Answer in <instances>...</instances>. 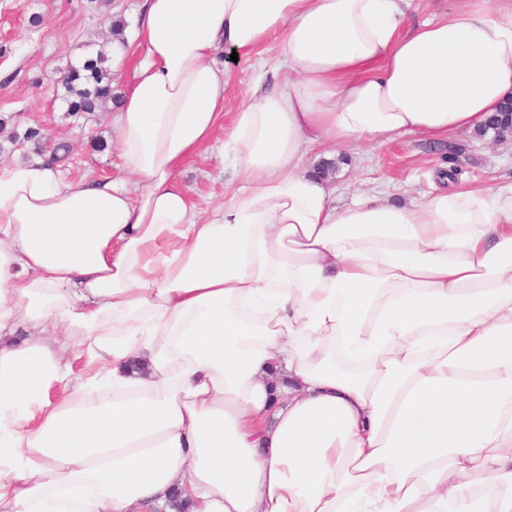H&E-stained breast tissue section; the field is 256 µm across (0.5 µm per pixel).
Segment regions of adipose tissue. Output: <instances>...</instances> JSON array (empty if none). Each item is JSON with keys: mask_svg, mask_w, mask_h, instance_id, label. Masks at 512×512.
I'll return each instance as SVG.
<instances>
[{"mask_svg": "<svg viewBox=\"0 0 512 512\" xmlns=\"http://www.w3.org/2000/svg\"><path fill=\"white\" fill-rule=\"evenodd\" d=\"M416 9L144 0L135 189L0 165V512H512V182L340 206L302 162L512 100V0ZM271 41L225 118L216 53ZM225 124L203 219L177 173ZM450 3L456 7H460L466 3V0H421L419 1V11L413 14L411 22H416L417 20L430 16L440 18L448 13Z\"/></svg>", "mask_w": 512, "mask_h": 512, "instance_id": "obj_1", "label": "adipose tissue"}]
</instances>
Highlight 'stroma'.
Instances as JSON below:
<instances>
[{
  "mask_svg": "<svg viewBox=\"0 0 512 512\" xmlns=\"http://www.w3.org/2000/svg\"><path fill=\"white\" fill-rule=\"evenodd\" d=\"M141 0H0V162L27 161L37 153L23 133L42 127L52 143L66 144V170L74 178L128 180L114 143L110 115H72L55 94L70 67L111 37L113 21L124 23V38L136 37ZM226 130L178 173L191 198L204 207L223 202L233 190L224 162ZM458 149L456 182L485 188L512 180V140L493 141L463 134L450 142H428L417 135L391 141L348 142L337 146L331 174L337 205L360 191H376L411 203L436 186L448 167L449 149Z\"/></svg>",
  "mask_w": 512,
  "mask_h": 512,
  "instance_id": "35a3bbf8",
  "label": "stroma"
}]
</instances>
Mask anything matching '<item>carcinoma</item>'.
Here are the masks:
<instances>
[{
  "instance_id": "cac0c4a2",
  "label": "carcinoma",
  "mask_w": 512,
  "mask_h": 512,
  "mask_svg": "<svg viewBox=\"0 0 512 512\" xmlns=\"http://www.w3.org/2000/svg\"><path fill=\"white\" fill-rule=\"evenodd\" d=\"M108 60V45L100 46L95 57L85 61L80 68L71 69L62 80L63 93L61 98L67 105V111L80 114L104 112L108 103L112 102V77L104 64ZM500 113L506 118L490 122L475 131V135L483 138L493 132L498 139L512 134V102L504 105Z\"/></svg>"
}]
</instances>
